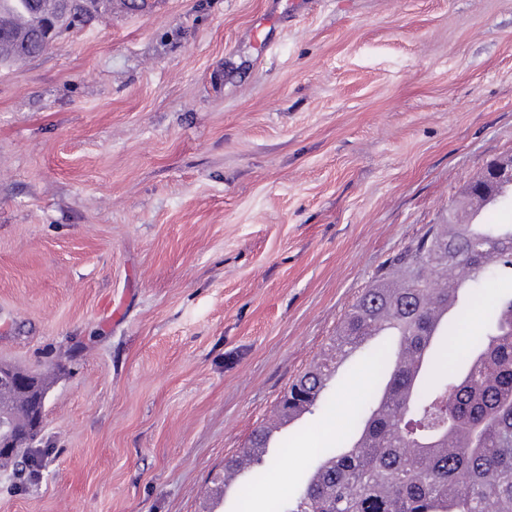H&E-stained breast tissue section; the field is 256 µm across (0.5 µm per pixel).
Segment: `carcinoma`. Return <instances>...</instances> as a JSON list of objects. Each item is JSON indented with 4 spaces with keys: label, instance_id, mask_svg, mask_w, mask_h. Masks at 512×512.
<instances>
[{
    "label": "carcinoma",
    "instance_id": "1",
    "mask_svg": "<svg viewBox=\"0 0 512 512\" xmlns=\"http://www.w3.org/2000/svg\"><path fill=\"white\" fill-rule=\"evenodd\" d=\"M111 12L112 0H0V65L33 59L39 40L52 44ZM459 265L472 273V288L512 270V221L429 225L279 398L274 416L284 422L322 409L347 356L385 331L400 338L396 359L372 354L376 381L351 417L350 446L322 449L283 512H512V296L493 306L462 369L448 375L444 353L470 312L447 314L444 284ZM267 431L259 427L224 460V481L246 465L249 482L267 477Z\"/></svg>",
    "mask_w": 512,
    "mask_h": 512
}]
</instances>
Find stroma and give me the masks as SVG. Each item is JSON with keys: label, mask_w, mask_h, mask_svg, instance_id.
Returning <instances> with one entry per match:
<instances>
[{"label": "stroma", "mask_w": 512, "mask_h": 512, "mask_svg": "<svg viewBox=\"0 0 512 512\" xmlns=\"http://www.w3.org/2000/svg\"><path fill=\"white\" fill-rule=\"evenodd\" d=\"M510 152L512 0H112L0 66V362L49 388L0 512H278L349 438L366 350L264 483L223 495L225 458Z\"/></svg>", "instance_id": "stroma-1"}]
</instances>
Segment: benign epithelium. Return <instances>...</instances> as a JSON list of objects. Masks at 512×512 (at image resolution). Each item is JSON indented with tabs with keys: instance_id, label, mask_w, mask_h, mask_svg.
<instances>
[{
	"instance_id": "benign-epithelium-1",
	"label": "benign epithelium",
	"mask_w": 512,
	"mask_h": 512,
	"mask_svg": "<svg viewBox=\"0 0 512 512\" xmlns=\"http://www.w3.org/2000/svg\"><path fill=\"white\" fill-rule=\"evenodd\" d=\"M505 184L512 185V152L489 163L474 190L484 197H493ZM0 395L6 397V400H0V445L32 442L42 426L47 392L41 388L34 374L0 363ZM19 407L36 410V417L32 426L16 431L13 419Z\"/></svg>"
}]
</instances>
